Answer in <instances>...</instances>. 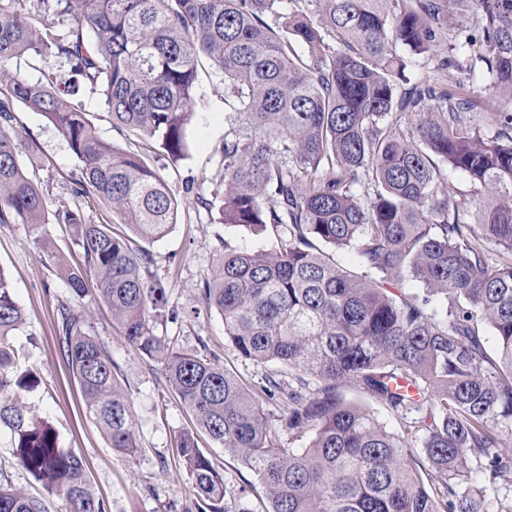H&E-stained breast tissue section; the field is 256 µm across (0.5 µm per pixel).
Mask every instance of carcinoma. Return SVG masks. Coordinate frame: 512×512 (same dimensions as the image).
<instances>
[{"label":"carcinoma","instance_id":"1","mask_svg":"<svg viewBox=\"0 0 512 512\" xmlns=\"http://www.w3.org/2000/svg\"><path fill=\"white\" fill-rule=\"evenodd\" d=\"M294 2L292 12L285 0L0 2V224L29 225L72 299L93 285L125 344L159 366L191 417L175 448L199 512H230L206 439L254 473L267 512H512V0ZM445 41L447 77L406 75L401 48L429 60ZM24 55L55 68L34 82L11 68ZM204 59L224 85L220 222L268 246L224 245L201 298L240 358L279 364L286 379L250 382L156 334L157 319L177 315L144 243L175 224L177 198L149 158L101 139L75 102L80 84L98 89L112 127L175 162L189 149ZM479 66L497 112L478 114L449 89ZM19 105L60 131L78 192L111 206L130 234L78 208L48 214L19 162L37 149L16 129ZM450 170L466 174L469 193L445 189ZM48 222L73 229L81 266L55 251ZM345 250L359 270L338 263ZM410 281L418 291H405ZM25 322L0 272V430L66 512H108L82 458L25 400L39 382L19 371ZM57 331L87 414L134 456L131 400L83 307L61 301ZM346 386L401 433L345 403ZM265 403L310 431L308 445H286ZM0 512L48 507L0 483ZM346 402L359 405L374 414L390 431H398L399 425L395 417L391 416L378 402L355 387H344L342 390Z\"/></svg>","mask_w":512,"mask_h":512}]
</instances>
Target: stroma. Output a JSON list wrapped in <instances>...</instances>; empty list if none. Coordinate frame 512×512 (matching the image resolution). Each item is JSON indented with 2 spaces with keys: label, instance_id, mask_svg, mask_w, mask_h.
Returning <instances> with one entry per match:
<instances>
[{
  "label": "stroma",
  "instance_id": "obj_1",
  "mask_svg": "<svg viewBox=\"0 0 512 512\" xmlns=\"http://www.w3.org/2000/svg\"><path fill=\"white\" fill-rule=\"evenodd\" d=\"M201 64L195 103L186 136L189 152L172 163L158 161L160 174L179 201L177 222L159 241L150 243L152 269L167 286L168 307L177 321L158 322V335L196 349L206 339L209 352L225 369L252 382L260 381L264 366L243 360L224 336V324L200 297V287L211 272L224 246L255 249L263 239L219 221V214L206 210L201 199H214L220 179L216 152L224 137V88ZM78 98L89 112L101 138L130 150H144L134 137H122L109 123L97 90L81 86ZM17 127L35 140L37 156L24 160L28 175L43 189L48 210L67 206L82 209L88 222L108 224L110 210L87 203L78 193L73 176L78 161L62 134L41 113L27 107L16 112ZM0 270L9 278L16 301L26 313V324L16 344L26 353L22 368L37 371L39 385L27 393V402L39 420L55 431L60 447L73 451L85 462L86 472L109 512H196L192 481L174 453L179 431L190 418L178 399L170 395L162 374L150 373L144 361L112 326L109 311L86 302L96 336L109 351L116 373L127 389L140 431L141 450L136 458L115 453L96 423L84 410L79 385L63 357L56 333L58 308L66 297V285L52 271L31 243L24 224H0ZM209 457L227 485L229 503H246L253 512L267 505L253 492L255 476L222 448L209 445Z\"/></svg>",
  "mask_w": 512,
  "mask_h": 512
}]
</instances>
